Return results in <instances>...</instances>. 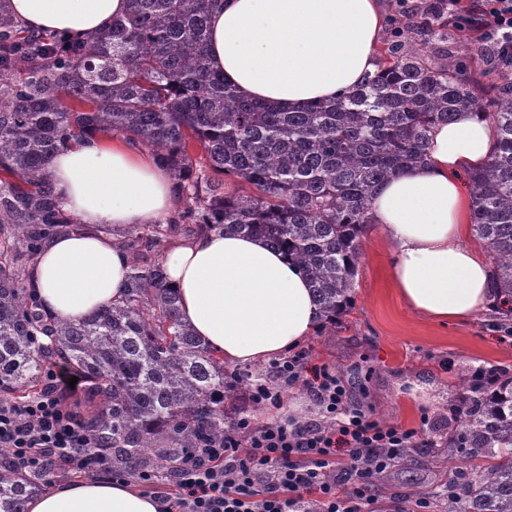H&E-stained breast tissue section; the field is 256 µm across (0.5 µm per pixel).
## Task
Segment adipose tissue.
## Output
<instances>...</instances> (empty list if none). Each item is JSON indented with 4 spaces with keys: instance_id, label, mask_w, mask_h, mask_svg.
<instances>
[{
    "instance_id": "obj_1",
    "label": "adipose tissue",
    "mask_w": 512,
    "mask_h": 512,
    "mask_svg": "<svg viewBox=\"0 0 512 512\" xmlns=\"http://www.w3.org/2000/svg\"><path fill=\"white\" fill-rule=\"evenodd\" d=\"M126 0H10L31 29L81 41L109 27ZM379 0H221L210 18L212 67L245 96L293 111L331 101L376 68ZM493 130L471 112L431 134L430 163L390 179L372 204L392 248L403 301L431 318L462 320L492 308L489 268L464 245L470 224L464 173L488 158ZM49 175L80 232L50 240L27 285L47 314L79 319L124 290L129 258L104 227L151 224L173 212L169 172L99 135L56 153ZM167 279L196 336L231 364L297 348L321 314L305 274L258 237L211 232L173 246ZM155 497L120 483L84 481L34 496L28 512H161Z\"/></svg>"
}]
</instances>
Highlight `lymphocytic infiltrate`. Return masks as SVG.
I'll list each match as a JSON object with an SVG mask.
<instances>
[{
    "label": "lymphocytic infiltrate",
    "instance_id": "f902f5d3",
    "mask_svg": "<svg viewBox=\"0 0 512 512\" xmlns=\"http://www.w3.org/2000/svg\"><path fill=\"white\" fill-rule=\"evenodd\" d=\"M404 14L422 7L466 16L495 60H512V0H401ZM306 353L278 359L274 368L289 385H302L321 420L258 425L242 417L218 445L193 454L178 472L177 491L164 512H372V478L404 449L428 447L416 431L384 424L353 403L344 378ZM67 372H50L47 388L21 403L0 404V447L25 470L41 474L53 460H66L71 477L102 476L154 485L157 474L130 476L113 469L96 435L76 412L59 402L69 388ZM353 490H345L346 482Z\"/></svg>",
    "mask_w": 512,
    "mask_h": 512
}]
</instances>
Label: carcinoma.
Wrapping results in <instances>:
<instances>
[{
  "mask_svg": "<svg viewBox=\"0 0 512 512\" xmlns=\"http://www.w3.org/2000/svg\"><path fill=\"white\" fill-rule=\"evenodd\" d=\"M0 0V404L46 388L57 358L87 382L81 421L131 472H173L184 452L224 438L236 399L224 356L195 336L160 254L177 225L260 236L306 274L334 325L352 301L363 228L382 183L427 160L431 129L461 112L495 129L469 175L472 231L485 245L494 312L512 329V71L489 62L488 90L463 80L472 49L448 53V15L392 19L378 69L336 99L282 112L224 83L208 58L218 0H127L111 28L75 44L22 26ZM97 134L151 152L182 210L124 233L121 299L81 320L44 314L26 266L52 237L84 229L62 210L52 156ZM200 148L202 154L194 153ZM238 179L224 194V177ZM448 459L484 464L448 487V512H512V371L463 373ZM41 476L0 453V512H27Z\"/></svg>",
  "mask_w": 512,
  "mask_h": 512,
  "instance_id": "cac0c4a2",
  "label": "carcinoma"
}]
</instances>
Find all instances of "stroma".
I'll use <instances>...</instances> for the list:
<instances>
[{
	"instance_id": "1",
	"label": "stroma",
	"mask_w": 512,
	"mask_h": 512,
	"mask_svg": "<svg viewBox=\"0 0 512 512\" xmlns=\"http://www.w3.org/2000/svg\"><path fill=\"white\" fill-rule=\"evenodd\" d=\"M302 348L309 363L338 371L354 401L375 419L437 440L435 447L413 449L374 477L371 493L383 512L422 496L429 498L431 512H442L449 484L462 481L470 469L466 461L448 459L447 417L458 378L478 367L512 368V334L498 327L489 311L443 323L411 310L394 282L391 246L371 224L362 238L353 304L335 326L316 329ZM227 370L237 376V409H244L255 423L274 422L281 414L303 422L318 419L316 403L301 386L279 378L272 361L231 364ZM257 382L281 392V412L250 401Z\"/></svg>"
}]
</instances>
